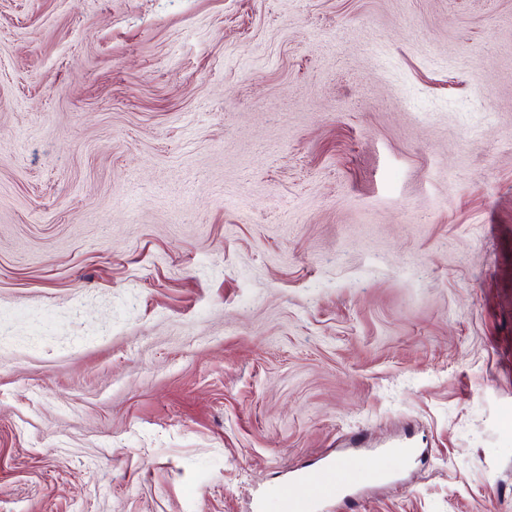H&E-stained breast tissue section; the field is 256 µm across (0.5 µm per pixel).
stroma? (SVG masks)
<instances>
[{
    "label": "stroma",
    "mask_w": 512,
    "mask_h": 512,
    "mask_svg": "<svg viewBox=\"0 0 512 512\" xmlns=\"http://www.w3.org/2000/svg\"><path fill=\"white\" fill-rule=\"evenodd\" d=\"M336 459L512 512V0H0V512Z\"/></svg>",
    "instance_id": "obj_1"
}]
</instances>
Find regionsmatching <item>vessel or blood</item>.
<instances>
[{
  "label": "vessel or blood",
  "instance_id": "1",
  "mask_svg": "<svg viewBox=\"0 0 512 512\" xmlns=\"http://www.w3.org/2000/svg\"><path fill=\"white\" fill-rule=\"evenodd\" d=\"M349 477L343 467L326 464L309 474L298 475L290 482L273 488L285 512H308L311 501L334 495L337 488L347 486Z\"/></svg>",
  "mask_w": 512,
  "mask_h": 512
}]
</instances>
